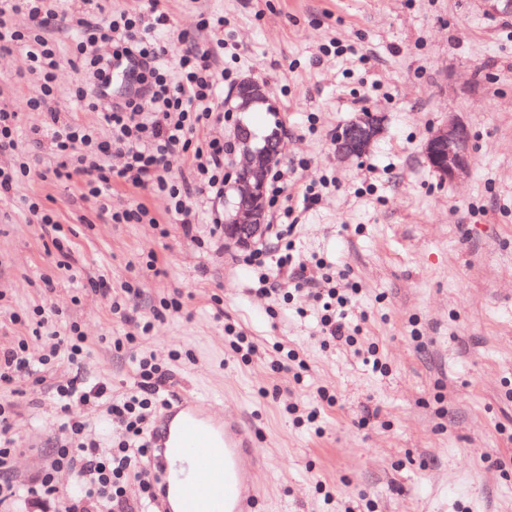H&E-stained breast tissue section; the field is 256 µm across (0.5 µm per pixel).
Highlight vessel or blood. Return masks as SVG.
<instances>
[{
  "label": "vessel or blood",
  "instance_id": "1",
  "mask_svg": "<svg viewBox=\"0 0 512 512\" xmlns=\"http://www.w3.org/2000/svg\"><path fill=\"white\" fill-rule=\"evenodd\" d=\"M254 437L239 416H206L196 398L168 405L150 429L157 512H256Z\"/></svg>",
  "mask_w": 512,
  "mask_h": 512
}]
</instances>
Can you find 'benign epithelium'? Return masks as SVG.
<instances>
[{
  "mask_svg": "<svg viewBox=\"0 0 512 512\" xmlns=\"http://www.w3.org/2000/svg\"><path fill=\"white\" fill-rule=\"evenodd\" d=\"M235 110L249 112L256 105L272 106L266 85L245 77L236 84ZM383 131V117L371 110L360 112L336 131L332 138L334 155L339 162L363 159ZM238 153L234 161L235 179L232 207L224 211L225 243L247 249L263 242L267 224L266 183L269 171L282 160V135L275 132L261 139L242 126L234 131ZM424 155L429 167L442 181L461 182L471 172L474 149L468 125L457 117L431 128Z\"/></svg>",
  "mask_w": 512,
  "mask_h": 512,
  "instance_id": "7a95c632",
  "label": "benign epithelium"
}]
</instances>
